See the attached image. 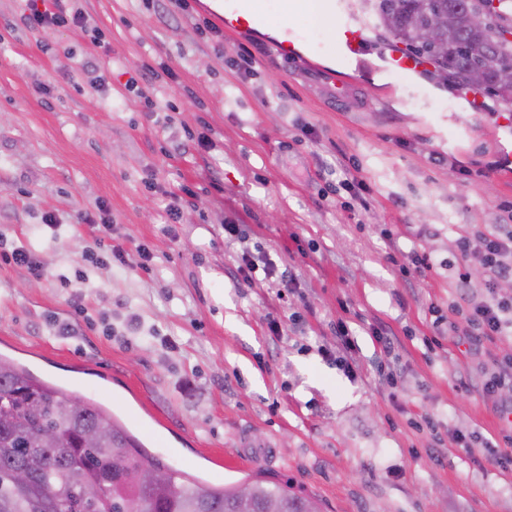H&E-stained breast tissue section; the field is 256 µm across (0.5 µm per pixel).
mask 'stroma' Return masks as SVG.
Returning a JSON list of instances; mask_svg holds the SVG:
<instances>
[{
  "mask_svg": "<svg viewBox=\"0 0 512 512\" xmlns=\"http://www.w3.org/2000/svg\"><path fill=\"white\" fill-rule=\"evenodd\" d=\"M83 6L104 44L29 30L23 0H0V240L46 267L36 278L0 265V355L101 403L171 472L215 486L261 473L324 512H512V472L456 442L504 426L459 386L489 356L433 325L457 302L459 225L512 224L496 98L387 69L398 42L373 28L355 70L336 21L288 0H253L266 34L198 32V7ZM285 25L314 55L275 60ZM88 62L111 70V87H91ZM163 65L177 79L152 100L127 90ZM316 66L350 79L348 103L310 79ZM101 201L114 239L149 246L151 270L89 262L99 235L77 215ZM229 222L239 237L225 238ZM414 248L434 264L422 281L396 261ZM245 252L290 268L293 287L240 283ZM381 324L387 353L372 337Z\"/></svg>",
  "mask_w": 512,
  "mask_h": 512,
  "instance_id": "obj_1",
  "label": "stroma"
}]
</instances>
